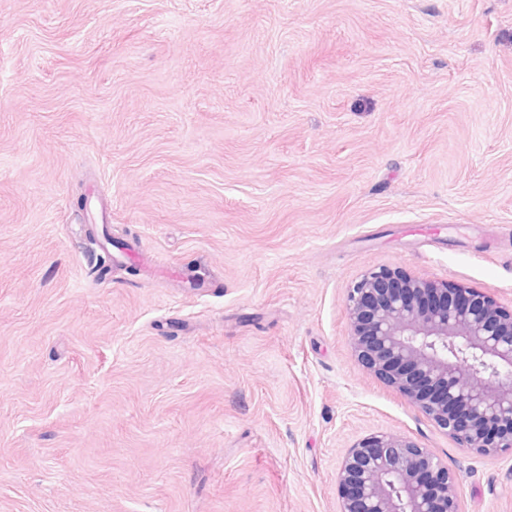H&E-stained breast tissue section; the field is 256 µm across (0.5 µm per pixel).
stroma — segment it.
<instances>
[{
    "mask_svg": "<svg viewBox=\"0 0 512 512\" xmlns=\"http://www.w3.org/2000/svg\"><path fill=\"white\" fill-rule=\"evenodd\" d=\"M378 267L512 308V0H0V512H339L376 432L512 512L353 357Z\"/></svg>",
    "mask_w": 512,
    "mask_h": 512,
    "instance_id": "1",
    "label": "stroma"
}]
</instances>
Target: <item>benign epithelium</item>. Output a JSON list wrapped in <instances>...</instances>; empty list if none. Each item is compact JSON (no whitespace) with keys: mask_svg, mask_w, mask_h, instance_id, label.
Listing matches in <instances>:
<instances>
[{"mask_svg":"<svg viewBox=\"0 0 512 512\" xmlns=\"http://www.w3.org/2000/svg\"><path fill=\"white\" fill-rule=\"evenodd\" d=\"M346 310L366 370L463 447L512 449V310L473 288L388 267L361 276ZM337 486L339 512H459L455 473L406 436L356 442Z\"/></svg>","mask_w":512,"mask_h":512,"instance_id":"obj_1","label":"benign epithelium"}]
</instances>
